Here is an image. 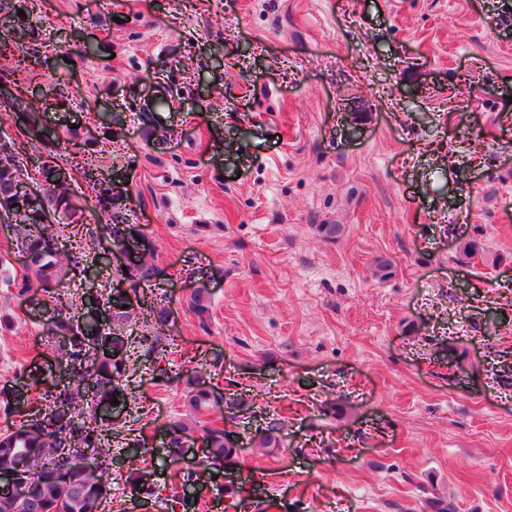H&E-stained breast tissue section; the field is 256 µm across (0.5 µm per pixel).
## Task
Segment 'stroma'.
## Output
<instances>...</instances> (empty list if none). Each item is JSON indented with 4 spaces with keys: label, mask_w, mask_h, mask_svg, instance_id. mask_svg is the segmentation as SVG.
Instances as JSON below:
<instances>
[{
    "label": "stroma",
    "mask_w": 512,
    "mask_h": 512,
    "mask_svg": "<svg viewBox=\"0 0 512 512\" xmlns=\"http://www.w3.org/2000/svg\"><path fill=\"white\" fill-rule=\"evenodd\" d=\"M33 16L42 63L0 68V84L45 130L78 131L90 172L70 194L91 229L53 224L76 263L24 294L21 235L0 223V389L28 397L0 407V432L68 380L47 309L127 291L124 253L98 278L80 269L115 223L153 245L143 291L169 318L123 326L130 366L99 456L112 512H182L186 468L194 512H419L427 490L512 512V378L493 374L512 350V0H37ZM161 93L152 137L141 114ZM22 130L0 102L31 187L45 144ZM110 184L125 194L106 212ZM321 224L345 232L329 242ZM452 343L468 354L450 368ZM191 374L213 395L197 411ZM178 420L189 448L173 462ZM205 426L241 442L232 476L207 469ZM271 426L279 447H258Z\"/></svg>",
    "instance_id": "obj_1"
}]
</instances>
